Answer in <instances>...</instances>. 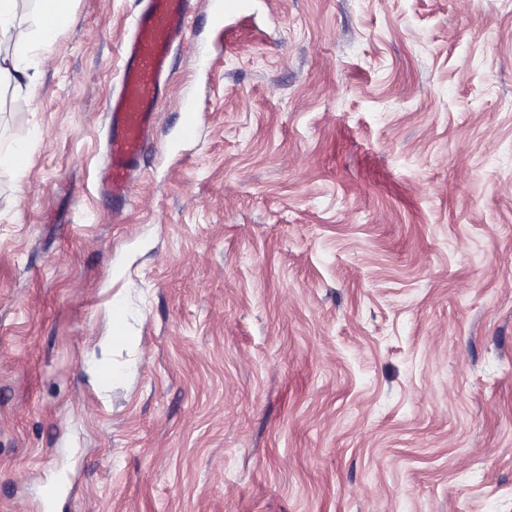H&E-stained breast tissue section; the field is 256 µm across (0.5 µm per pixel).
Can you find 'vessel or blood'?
<instances>
[{"label":"vessel or blood","instance_id":"1","mask_svg":"<svg viewBox=\"0 0 512 512\" xmlns=\"http://www.w3.org/2000/svg\"><path fill=\"white\" fill-rule=\"evenodd\" d=\"M190 0H147L134 21L124 49L119 92L106 111L107 175L104 187L118 200L127 199L130 183L149 140L170 73L175 42L188 33Z\"/></svg>","mask_w":512,"mask_h":512}]
</instances>
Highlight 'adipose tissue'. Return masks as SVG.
I'll list each match as a JSON object with an SVG mask.
<instances>
[{
	"instance_id": "adipose-tissue-1",
	"label": "adipose tissue",
	"mask_w": 512,
	"mask_h": 512,
	"mask_svg": "<svg viewBox=\"0 0 512 512\" xmlns=\"http://www.w3.org/2000/svg\"><path fill=\"white\" fill-rule=\"evenodd\" d=\"M19 0H0V40L16 39L18 49L11 54H0V86L12 85L15 91H22V77L26 74V59L29 55L47 48L57 33L70 26L74 21L72 0H36L37 13L31 31H18L16 16ZM133 337L127 334V323L116 320L111 331L99 337L89 359V370L96 378L104 374H112L113 378H121L122 370L112 365L114 346L126 343L133 344Z\"/></svg>"
}]
</instances>
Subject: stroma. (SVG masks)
<instances>
[{"label":"stroma","instance_id":"1","mask_svg":"<svg viewBox=\"0 0 512 512\" xmlns=\"http://www.w3.org/2000/svg\"><path fill=\"white\" fill-rule=\"evenodd\" d=\"M251 4L193 0L129 203L145 0L0 89V512H512V0ZM117 305L122 308L120 321L115 310ZM127 324L128 312L124 300L120 297L112 305V329L108 334L99 337L89 359V371L97 378L101 389L106 388L102 385L104 374L112 372V381L121 378L124 374V371L112 365V349L120 343L133 344L134 336H126Z\"/></svg>","mask_w":512,"mask_h":512}]
</instances>
